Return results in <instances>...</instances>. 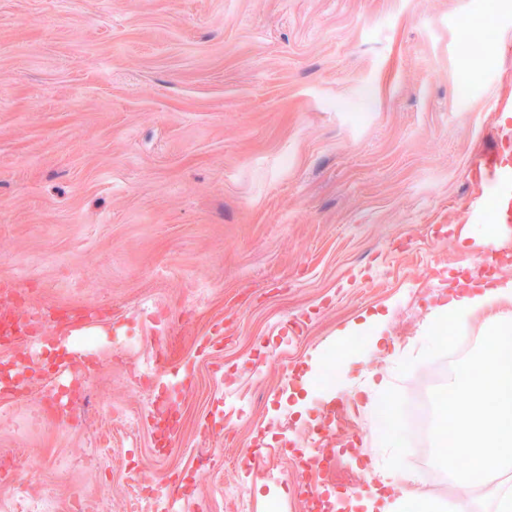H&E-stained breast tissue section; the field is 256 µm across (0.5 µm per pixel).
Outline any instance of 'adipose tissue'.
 <instances>
[{
    "mask_svg": "<svg viewBox=\"0 0 512 512\" xmlns=\"http://www.w3.org/2000/svg\"><path fill=\"white\" fill-rule=\"evenodd\" d=\"M483 319L479 349L448 377V402L434 430V445L470 448L479 470L512 471V281L464 288L448 304V318ZM368 512H439L392 470L367 492Z\"/></svg>",
    "mask_w": 512,
    "mask_h": 512,
    "instance_id": "obj_1",
    "label": "adipose tissue"
}]
</instances>
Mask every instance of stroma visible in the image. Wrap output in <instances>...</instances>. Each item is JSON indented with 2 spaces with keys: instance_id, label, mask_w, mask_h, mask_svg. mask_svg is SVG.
I'll list each match as a JSON object with an SVG mask.
<instances>
[{
  "instance_id": "stroma-1",
  "label": "stroma",
  "mask_w": 512,
  "mask_h": 512,
  "mask_svg": "<svg viewBox=\"0 0 512 512\" xmlns=\"http://www.w3.org/2000/svg\"><path fill=\"white\" fill-rule=\"evenodd\" d=\"M483 10L486 72L464 89ZM507 99L512 0H0V280L100 312L68 425L35 416L37 389L0 397V512H146L137 480L183 512H320L289 453L328 399L351 411L323 496L350 506L404 454L372 445L369 373L396 403L448 359L435 292L496 230L468 216ZM368 319L384 344L350 348ZM163 346L165 447L130 377ZM339 353L344 378L300 402Z\"/></svg>"
}]
</instances>
